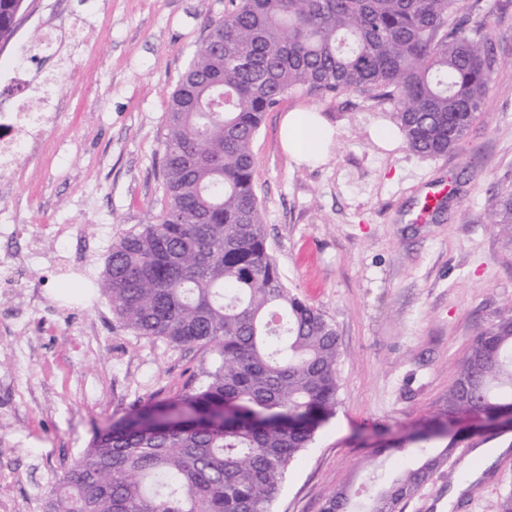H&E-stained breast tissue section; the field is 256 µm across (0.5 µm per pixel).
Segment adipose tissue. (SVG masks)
<instances>
[{
    "mask_svg": "<svg viewBox=\"0 0 512 512\" xmlns=\"http://www.w3.org/2000/svg\"><path fill=\"white\" fill-rule=\"evenodd\" d=\"M334 128L316 112L294 109L281 120L282 144L299 165L319 161L332 144Z\"/></svg>",
    "mask_w": 512,
    "mask_h": 512,
    "instance_id": "obj_1",
    "label": "adipose tissue"
}]
</instances>
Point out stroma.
I'll list each match as a JSON object with an SVG mask.
<instances>
[{
    "mask_svg": "<svg viewBox=\"0 0 512 512\" xmlns=\"http://www.w3.org/2000/svg\"><path fill=\"white\" fill-rule=\"evenodd\" d=\"M500 68L468 141L427 158L376 141L391 110L365 95H291L265 114L253 178L285 283L335 325L336 414L292 464L270 512H320L352 484L401 465L375 456L431 418L474 333L512 313V238L490 224L512 191V0H483ZM225 0H34L43 25L79 24L81 41L23 56L28 88L49 100L37 146L0 174V253L21 269L0 292V506L44 512V493L94 427L157 393L200 380L212 352L119 330L96 285L113 242L161 209L159 158L169 99ZM294 108L336 130L324 162L296 165L280 124ZM434 186L446 208L413 223ZM38 244H31V233ZM466 443L402 512H499L512 448L456 500Z\"/></svg>",
    "mask_w": 512,
    "mask_h": 512,
    "instance_id": "1",
    "label": "stroma"
}]
</instances>
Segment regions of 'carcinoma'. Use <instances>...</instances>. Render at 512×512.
<instances>
[{"mask_svg":"<svg viewBox=\"0 0 512 512\" xmlns=\"http://www.w3.org/2000/svg\"><path fill=\"white\" fill-rule=\"evenodd\" d=\"M27 0H0V41ZM481 0H228L171 94L163 203L112 243L100 291L118 326L217 354L199 385L94 430L46 492V512H270L288 466L336 413V327L291 293L253 180L265 113L297 93L365 94L408 147L459 149L499 60ZM490 223L512 236V191ZM512 410V314L477 331L437 414L377 454L413 457L365 501L348 485L321 512H398L453 449L448 422Z\"/></svg>","mask_w":512,"mask_h":512,"instance_id":"cac0c4a2","label":"carcinoma"}]
</instances>
